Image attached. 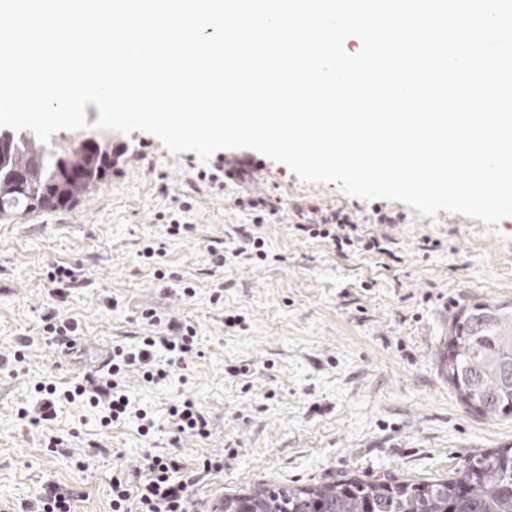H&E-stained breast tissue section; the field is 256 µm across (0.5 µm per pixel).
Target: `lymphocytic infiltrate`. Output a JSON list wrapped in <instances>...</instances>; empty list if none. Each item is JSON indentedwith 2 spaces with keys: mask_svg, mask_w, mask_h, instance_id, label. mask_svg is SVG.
<instances>
[{
  "mask_svg": "<svg viewBox=\"0 0 512 512\" xmlns=\"http://www.w3.org/2000/svg\"><path fill=\"white\" fill-rule=\"evenodd\" d=\"M247 171L227 166L224 159H216L200 169L196 178L215 191L233 184L241 187L238 207L247 213L253 224L267 223L280 209L279 200L266 193L247 190ZM293 226L298 233L313 239L329 240L335 248L386 252V240L360 233V217L356 211L343 208L328 209L314 203L292 208ZM144 320L154 326L152 335L143 337L135 345L118 346L104 362V372L87 374L84 382L73 389L58 393L53 384H37L40 398L31 412L38 419L51 420L59 398L80 400L97 409L103 425L130 417L141 421L143 428L152 422L146 411L135 406L121 388L126 371L137 368L149 383H160L169 375L170 366L183 363L194 350L196 329L176 318L161 319L156 311L147 309ZM224 469L223 457H206L190 466L179 458L168 455H150L133 469L117 471L112 477V512H191L192 490L206 477ZM83 494L73 486L51 482L44 484L34 501L23 504L21 512H73L75 502Z\"/></svg>",
  "mask_w": 512,
  "mask_h": 512,
  "instance_id": "lymphocytic-infiltrate-1",
  "label": "lymphocytic infiltrate"
}]
</instances>
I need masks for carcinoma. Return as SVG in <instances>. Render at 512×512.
I'll return each instance as SVG.
<instances>
[{
  "label": "carcinoma",
  "instance_id": "cac0c4a2",
  "mask_svg": "<svg viewBox=\"0 0 512 512\" xmlns=\"http://www.w3.org/2000/svg\"><path fill=\"white\" fill-rule=\"evenodd\" d=\"M10 156L0 158V215L15 217L40 210H65L89 195L97 183L83 176L67 182L65 201L55 200L59 156L70 170L85 169L88 159L101 165L110 146L65 151L17 130ZM448 382L471 412L512 414V303L482 300L452 318L443 351ZM219 512H512V447L475 455L444 480L415 482L392 475L364 480L345 476L315 485L262 483L248 493L228 494Z\"/></svg>",
  "mask_w": 512,
  "mask_h": 512
}]
</instances>
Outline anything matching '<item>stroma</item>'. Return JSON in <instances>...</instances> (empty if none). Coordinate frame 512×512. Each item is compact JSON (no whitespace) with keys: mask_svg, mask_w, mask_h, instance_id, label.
Wrapping results in <instances>:
<instances>
[{"mask_svg":"<svg viewBox=\"0 0 512 512\" xmlns=\"http://www.w3.org/2000/svg\"><path fill=\"white\" fill-rule=\"evenodd\" d=\"M111 138L125 153L94 193L63 211L0 218V353L10 354L19 337L32 340L17 372L0 370V504L9 512L49 482L80 487L75 512H112L114 468L155 453L189 465L223 456V472L191 495L194 512H212L224 495L260 483L386 474L432 481L474 455L512 447V415L466 409L439 361L455 312L485 299L512 301V216L490 228L457 213L425 217L389 199L386 208L404 221L380 226L368 221L373 202L333 183H304L255 150L228 149L225 160L250 164L253 189L279 198L281 210L255 230L269 259L227 265L217 304L206 247L239 246L246 218L235 191L193 189L199 156L172 153L150 133ZM185 194L193 228L167 241L164 262L193 286L191 297L138 258L162 234L157 213ZM305 201L358 211L366 234L387 235V252L342 254L301 236L289 209ZM427 239L434 248L424 249ZM58 263L81 268L86 281L60 308L86 343L69 360L43 331L53 303L46 271ZM149 307L190 321L199 351L162 385L129 372L125 390L152 416L149 433L132 419L102 426L82 402L60 403L51 421L22 417L39 381L68 388L101 351L134 343ZM184 398L204 407L209 438L176 434L169 409Z\"/></svg>","mask_w":512,"mask_h":512,"instance_id":"35a3bbf8","label":"stroma"}]
</instances>
